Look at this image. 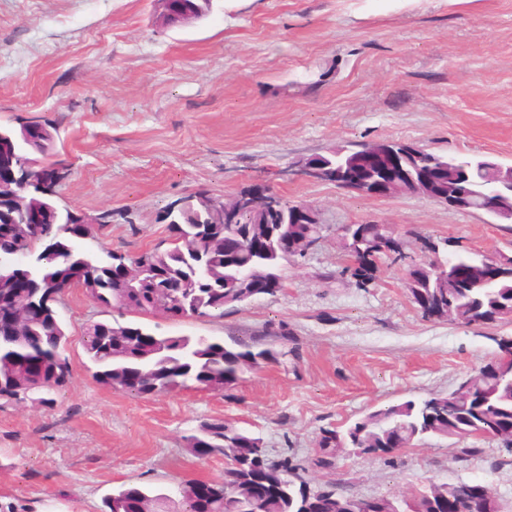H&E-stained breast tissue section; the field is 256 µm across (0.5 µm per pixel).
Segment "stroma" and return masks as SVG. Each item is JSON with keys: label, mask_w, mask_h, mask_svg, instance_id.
I'll use <instances>...</instances> for the list:
<instances>
[{"label": "stroma", "mask_w": 512, "mask_h": 512, "mask_svg": "<svg viewBox=\"0 0 512 512\" xmlns=\"http://www.w3.org/2000/svg\"><path fill=\"white\" fill-rule=\"evenodd\" d=\"M58 120L68 176L57 204L112 221L78 240L136 255L169 237L170 203L204 189L234 194L265 180L315 207L316 248L284 270L283 288L225 310L172 320L105 312L83 288L58 306L70 383L51 406L0 409V506L101 512L121 486L178 498L219 480L184 438L219 419L260 437L268 456L305 465L311 488L401 497L426 481L492 485L512 512V465L500 443L429 437L393 459L345 449L315 470L323 430L453 389L494 357L512 319L488 327L428 320L407 269L382 262L366 288L343 275L348 224L387 225L422 260L421 237L512 256V234L486 214L420 195L379 199L293 174L299 161L350 142L394 140L512 164V0H212L201 22L153 23L151 0H0V126ZM93 321L162 336H252L275 361L230 388L141 397L103 386L84 346ZM287 339H280V332Z\"/></svg>", "instance_id": "obj_1"}]
</instances>
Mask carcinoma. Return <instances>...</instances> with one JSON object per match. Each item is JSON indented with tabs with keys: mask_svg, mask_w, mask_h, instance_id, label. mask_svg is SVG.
Instances as JSON below:
<instances>
[{
	"mask_svg": "<svg viewBox=\"0 0 512 512\" xmlns=\"http://www.w3.org/2000/svg\"><path fill=\"white\" fill-rule=\"evenodd\" d=\"M437 164L453 168L466 166L470 186L481 194L478 202L496 198L497 185L482 159L447 158L429 153ZM32 197L28 189L15 190L12 207H0V278L16 266L31 275V288L16 308L19 330L9 338H0V395L17 396L16 403L26 401L51 404L49 394L63 388L71 375L67 341L56 305L70 290L68 278L79 271L80 287L96 304L105 309L138 314H162L168 317L215 318L224 316V308L249 300L242 289V277L259 268L249 254L240 252L230 260L224 258V240L228 235L243 233L253 224L249 210L238 213L237 223L217 224L196 204L175 216L168 225L170 237L177 244L167 249L155 248L128 261L135 275L128 281L112 279L114 252L100 246L102 255L80 251L73 246L66 214L58 207L55 196L44 195L38 201L39 224H11L20 217V208H29ZM388 233L383 224H368L365 235L352 236L345 244L353 265L341 273L350 274L360 287L368 281L360 279L358 268L368 263L364 250L372 240ZM482 256L451 250L443 259H435L442 269L439 276H420L410 284L411 291L432 292L443 306L453 304V321L464 326L496 323L512 315V276L486 284L479 264ZM137 342L128 336H115L112 324L94 321L87 325L84 348L97 367L93 378L103 386L138 396L166 394L194 385L201 389L222 390L237 381L244 371L263 361L276 359L270 348L259 347L257 339L230 337V341L189 336H157L141 325ZM505 365L512 369V357L503 362L491 358L475 374L444 394H434L416 403L408 400L375 410L350 426L346 435L325 430L320 440V465L331 468L339 451L351 447L368 453L372 448L389 444L379 457L388 458L414 444L426 435L465 439L480 435L512 448L509 420L512 419V388L501 385L486 368ZM209 440L214 452L232 461L243 455L254 436L224 424L222 420L202 423L195 433L185 438L186 448L193 450L199 439ZM275 467L289 474L287 480L298 482L302 492L313 496L333 491L336 497L362 501L334 483L313 490L289 459L278 460ZM234 486L226 493L217 492L213 512H254L236 485L240 471L226 467ZM139 499L153 512H170L171 498L162 493L129 486L107 496L102 512H127L129 501ZM399 512H429L425 497L392 498Z\"/></svg>",
	"mask_w": 512,
	"mask_h": 512,
	"instance_id": "cac0c4a2",
	"label": "carcinoma"
}]
</instances>
